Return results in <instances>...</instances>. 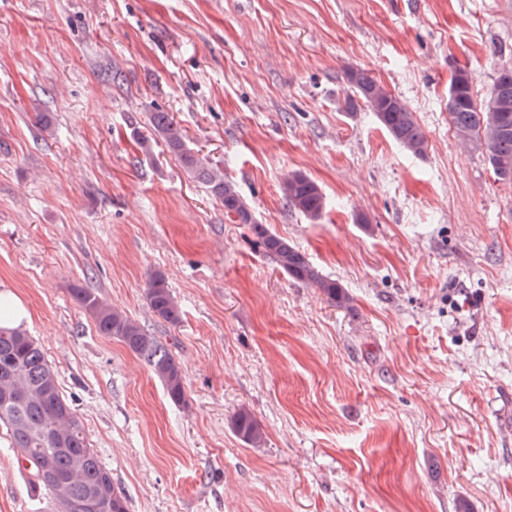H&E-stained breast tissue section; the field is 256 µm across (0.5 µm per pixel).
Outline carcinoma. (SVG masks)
Returning a JSON list of instances; mask_svg holds the SVG:
<instances>
[{
    "mask_svg": "<svg viewBox=\"0 0 512 512\" xmlns=\"http://www.w3.org/2000/svg\"><path fill=\"white\" fill-rule=\"evenodd\" d=\"M345 78L350 90L345 99L347 110L363 102L405 152L415 157L426 155L428 140L416 113L403 99L364 69H349ZM448 123L458 145L482 152L495 180L512 187V62L498 68L492 87L480 101L474 96L469 71L456 68L448 87ZM157 139L224 206L229 221L249 230L254 245L283 275L318 289L338 308L352 306L353 298L341 284L323 276L295 244L259 222L237 184L195 154L167 112L151 114L148 135H139L137 143L147 155ZM281 192L289 208L312 222L321 219L327 202L317 182L291 173L282 181ZM71 292L101 335L120 341L149 367L173 404L187 403L183 367L159 337L125 311L102 303L94 289L79 287ZM145 299L160 319L171 325L181 322V307L162 274L149 277ZM6 383L21 395L10 401L0 399V426L6 428L16 450L17 467L46 491V512H129L126 496L116 486L112 471L90 448L84 427L62 394L56 371L41 345L0 320V387ZM231 429L252 448L265 442L261 425L245 406L233 414Z\"/></svg>",
    "mask_w": 512,
    "mask_h": 512,
    "instance_id": "cac0c4a2",
    "label": "carcinoma"
}]
</instances>
